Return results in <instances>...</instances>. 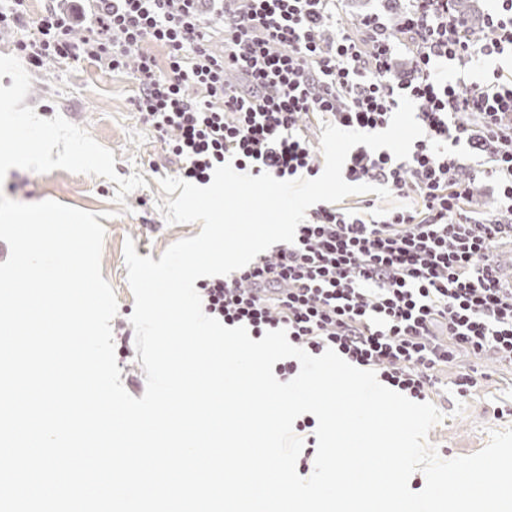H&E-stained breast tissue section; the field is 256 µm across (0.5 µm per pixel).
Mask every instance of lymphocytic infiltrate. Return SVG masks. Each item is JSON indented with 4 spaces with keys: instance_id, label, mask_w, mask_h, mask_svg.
I'll return each instance as SVG.
<instances>
[{
    "instance_id": "obj_1",
    "label": "lymphocytic infiltrate",
    "mask_w": 512,
    "mask_h": 512,
    "mask_svg": "<svg viewBox=\"0 0 512 512\" xmlns=\"http://www.w3.org/2000/svg\"><path fill=\"white\" fill-rule=\"evenodd\" d=\"M343 2L45 0L17 49L38 65L84 57L130 73L135 111L179 177L199 184L228 160L254 176L316 177L309 124L376 133L411 98L424 135L409 158L358 145L343 177L416 206L376 218L372 198L318 204L294 242L197 291L225 326L256 339L283 329L313 355L334 349L410 400L450 386L466 397L486 378L477 359L512 367V286L493 258L512 240V71L497 64L512 58V0H495L481 36L455 0H404L394 29L382 12L349 20ZM464 155L491 182L494 208L471 204Z\"/></svg>"
}]
</instances>
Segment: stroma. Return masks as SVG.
I'll return each mask as SVG.
<instances>
[{"label":"stroma","instance_id":"stroma-1","mask_svg":"<svg viewBox=\"0 0 512 512\" xmlns=\"http://www.w3.org/2000/svg\"><path fill=\"white\" fill-rule=\"evenodd\" d=\"M22 30L0 35V154L15 160L0 194L22 203L55 200L101 215L102 276L115 291L117 321L129 322L134 296L124 261L127 241L139 256L160 260L175 242L196 236L201 223L170 224L159 211L168 198L160 178L175 162L132 106L136 85L86 59L48 60L33 67L14 49ZM44 117L30 124V115ZM60 137L45 167L29 163L38 143ZM487 379L467 398L455 392L433 403L444 419L428 435L442 459L484 448L495 430L512 427V369L486 360Z\"/></svg>","mask_w":512,"mask_h":512}]
</instances>
